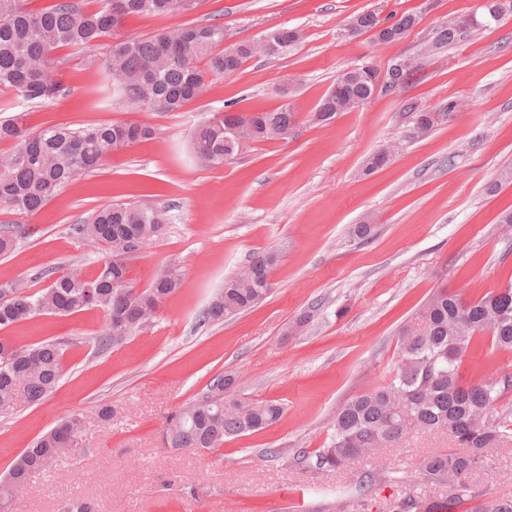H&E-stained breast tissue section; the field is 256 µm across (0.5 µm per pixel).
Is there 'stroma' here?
Returning <instances> with one entry per match:
<instances>
[{
    "instance_id": "35a3bbf8",
    "label": "stroma",
    "mask_w": 512,
    "mask_h": 512,
    "mask_svg": "<svg viewBox=\"0 0 512 512\" xmlns=\"http://www.w3.org/2000/svg\"><path fill=\"white\" fill-rule=\"evenodd\" d=\"M480 0H201L189 12L134 16L124 33L148 37L162 29L221 23L231 41H254L279 29L301 41L281 56L247 60L211 81L177 112H142L123 103L101 66L80 52L60 67L55 98L26 102L0 94V121L17 113L37 131L142 121L153 139L123 148L93 173L61 189L35 215L0 210L16 246L0 255V280L37 290L74 271L94 278L107 255L82 224L115 202L167 213V232L128 259L137 288L165 269L180 287L157 319L120 344L99 348L104 329L96 310L38 316L0 330L21 345L58 343L63 376L55 392L0 415V477L37 437L74 414L85 420L81 453L34 475L18 512H59L81 498L93 512H336L358 477L376 470L359 494L360 512H390L407 492L445 500L448 487L426 481L418 464L452 452L444 434H424L382 448L340 470L305 467L298 451L322 447L345 401L384 383L399 358V333L440 287L471 300L512 282V16L424 58L404 85L327 124L312 122L315 106L345 70L385 66L417 54L448 20ZM409 12L419 23L408 37L378 43L372 33H345L355 15ZM296 82L290 100L300 115L294 136L252 144L217 167L200 166L191 136L228 110L274 109L276 89ZM459 107L441 111L448 99ZM439 112L428 135L413 128L407 103ZM390 162L363 175L366 158L387 142ZM371 222L368 240L354 237ZM276 253L270 294L248 311L205 324L211 298L253 253ZM512 372V350L481 338L465 361L473 379ZM233 377L241 396L275 400L285 412L270 428L226 438L222 448L194 453L162 447L159 431L172 413ZM112 406L110 424L97 418ZM476 502L512 499V443L494 449L490 469L470 479Z\"/></svg>"
}]
</instances>
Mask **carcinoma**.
<instances>
[{
	"label": "carcinoma",
	"mask_w": 512,
	"mask_h": 512,
	"mask_svg": "<svg viewBox=\"0 0 512 512\" xmlns=\"http://www.w3.org/2000/svg\"><path fill=\"white\" fill-rule=\"evenodd\" d=\"M30 0H0V92L15 93L26 101L53 98L60 89L57 54L61 50L92 51L111 40L104 62L108 80L132 105L146 111L176 112L205 91L210 78L235 74L248 59L265 51H245L229 62L224 51L226 28L201 24L154 34L146 38L121 35L130 15L161 16L163 0H52L33 9ZM418 17H394L395 35L404 39ZM464 34L446 24L436 30L431 48L452 46ZM390 74L395 88L410 79L415 60ZM335 93L317 105L323 120L350 112L373 98V74L367 65L349 69L333 83ZM415 128L428 134L435 113L406 104ZM25 114L0 122V143L12 148L0 156V208L35 214L58 195L63 186L97 170L124 146L149 140L153 127L130 122H109L74 129L54 125L36 132L24 122ZM298 125V112L289 104L254 112H226L197 128L192 136L195 157L204 166L224 163L228 151L225 130L237 128L250 143L288 138ZM390 143L369 156L363 173L370 175L390 160ZM166 211L154 207L113 203L96 211L85 224L71 231L105 246L112 255L96 278L86 280L66 272L52 283L27 292L13 280H0V329L40 315L68 316L97 309L105 317L98 345L124 340L151 320L166 298L180 285V274L169 270L145 289L128 278L122 251L135 233L144 244L163 234ZM275 257L256 253L249 259L252 274L238 273L224 280V289L207 306L203 321L222 322L247 311L270 292L266 284ZM488 336L498 348L512 350V282L468 301L446 288L437 289L402 333L401 356L388 382L362 392L341 405L329 441L313 452L301 451L300 462H315L319 469H338L365 448H390L414 433L448 434L460 451L435 453L420 463L424 476L435 482H467L486 463L490 448L512 442V410L501 400L512 389V375L486 380L468 379L464 361L479 338ZM62 352L57 343L19 345L0 339V414L12 413L23 398L36 403L58 386ZM283 407L274 401L250 400L231 391L228 378H216L209 392L181 406L165 422L166 448L204 452L224 445V439L254 433L276 424ZM83 420L74 415L41 436L13 462L0 480V504L16 507L15 494L26 490L32 475L49 471L75 454L82 443ZM440 506L406 496L395 512H437Z\"/></svg>",
	"instance_id": "cac0c4a2"
}]
</instances>
